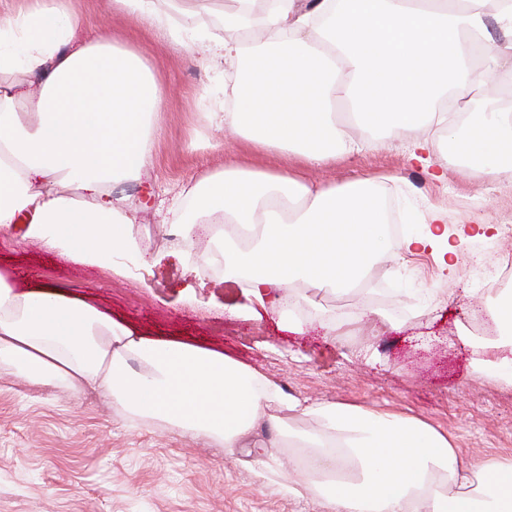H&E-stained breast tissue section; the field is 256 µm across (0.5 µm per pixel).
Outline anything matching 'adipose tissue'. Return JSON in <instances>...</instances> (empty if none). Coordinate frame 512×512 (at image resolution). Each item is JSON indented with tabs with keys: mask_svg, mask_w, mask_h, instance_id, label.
<instances>
[{
	"mask_svg": "<svg viewBox=\"0 0 512 512\" xmlns=\"http://www.w3.org/2000/svg\"><path fill=\"white\" fill-rule=\"evenodd\" d=\"M70 0H33L0 26V235L20 216L47 252L102 264L135 248L113 182L151 160L149 128L164 93L133 51L78 41ZM253 0H236L223 30L197 33L201 63L235 70L229 110L206 113L263 148L326 164L362 148L347 125L411 133L410 162L432 164L424 129L467 108L466 130H449L456 157L483 174L512 170V81L500 57L512 53V0H496L497 41L487 0H273L252 39ZM35 97L21 87L34 74ZM197 221L239 229L224 238V275L263 301L271 291L302 300L308 288L356 290L388 249L432 253L454 268L468 239L439 214L425 230L391 244L378 184L362 178L331 188L241 167L205 177L186 192ZM32 384L115 401L159 421L235 448L259 422L282 432V411L315 416L300 495L321 512H512V459H462L447 435L408 416L341 403L300 406L262 373L222 353L149 339L96 307L50 290L17 292L0 276V367Z\"/></svg>",
	"mask_w": 512,
	"mask_h": 512,
	"instance_id": "obj_1",
	"label": "adipose tissue"
}]
</instances>
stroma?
<instances>
[{"label": "stroma", "instance_id": "35a3bbf8", "mask_svg": "<svg viewBox=\"0 0 512 512\" xmlns=\"http://www.w3.org/2000/svg\"><path fill=\"white\" fill-rule=\"evenodd\" d=\"M172 16L175 37L159 39L114 0H71L80 38L136 52L165 86L151 129V162L116 184L133 220L137 258L111 264L72 262L26 237V224L0 236V274L17 290L52 286L82 299L155 339L218 351L259 371L302 404L350 403L420 419L448 435L470 461L512 459V385L479 374L477 360L494 343L467 333L485 311V275L492 254H512V172L490 177L448 155V130L429 129L431 168L410 163L407 135L367 133L373 146L316 167L296 155L254 146L210 125L205 112L224 99L232 67L204 68L181 43L191 30L211 29L228 0H153ZM229 166L295 175L324 187L383 178L382 195L396 206L402 235L419 234L433 211L449 228L489 224L463 247L456 271L431 254L389 258L366 282L388 293L385 322L368 319L360 293L325 291L296 309L289 323L280 304L234 315L243 303L237 283L204 275L210 237L171 241L186 189ZM354 321L350 335H328L329 320ZM286 433L258 431L231 450L162 423L146 424L116 402L76 396L58 386L31 385L0 368V512H320L315 500L288 493L303 483L293 471L292 434L318 429L309 416L284 420Z\"/></svg>", "mask_w": 512, "mask_h": 512}]
</instances>
